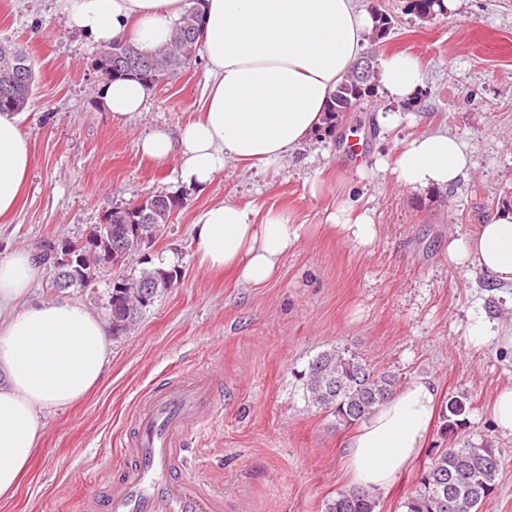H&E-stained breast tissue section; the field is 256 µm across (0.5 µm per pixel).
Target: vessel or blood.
Returning a JSON list of instances; mask_svg holds the SVG:
<instances>
[{"label": "vessel or blood", "instance_id": "b4317fda", "mask_svg": "<svg viewBox=\"0 0 512 512\" xmlns=\"http://www.w3.org/2000/svg\"><path fill=\"white\" fill-rule=\"evenodd\" d=\"M214 376L175 374L137 397L119 458L80 512H228L223 489L184 479L188 444L215 420Z\"/></svg>", "mask_w": 512, "mask_h": 512}]
</instances>
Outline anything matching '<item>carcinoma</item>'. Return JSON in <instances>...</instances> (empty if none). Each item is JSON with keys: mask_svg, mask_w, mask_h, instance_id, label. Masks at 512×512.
Returning <instances> with one entry per match:
<instances>
[{"mask_svg": "<svg viewBox=\"0 0 512 512\" xmlns=\"http://www.w3.org/2000/svg\"><path fill=\"white\" fill-rule=\"evenodd\" d=\"M408 11L423 19L444 12L442 0H409ZM373 38L382 40L394 28V18L386 10L376 9ZM203 15L200 0H189V6L175 23L171 39L158 49L145 53L132 40H117L105 46L114 55L130 58L131 65L124 75L110 71L101 73L104 83L131 77L152 87L166 84L189 70L197 61L200 49ZM35 70L28 50L8 39L0 40V113L22 112L31 102ZM378 88L377 73L368 66L363 83L356 72L348 74L339 84L326 107L325 128L333 131L339 115L349 111L354 103L372 97ZM152 207L143 208L133 202L108 213L111 230L101 228L81 242H68L78 258L72 287H83V280H94L104 271L111 241L119 238L131 241L140 235L152 240L165 228L172 216L185 206L182 193H160L149 196ZM178 282L175 270L143 267L136 277L127 278L129 287L112 289L109 306L112 333H125L148 308L138 298L137 288L155 286L152 298L172 288ZM307 406L333 417L338 430L348 428L370 415L394 391L397 379L378 373L358 358L344 351L327 350L316 355L307 366L295 374ZM467 408L456 397L448 400L442 413V431L452 434L466 423ZM502 467L501 455L487 441L456 442V446L439 448L430 457L415 491L404 502L406 512H479L481 504L495 492ZM375 493L368 490H348L326 504V512H377Z\"/></svg>", "mask_w": 512, "mask_h": 512, "instance_id": "carcinoma-1", "label": "carcinoma"}]
</instances>
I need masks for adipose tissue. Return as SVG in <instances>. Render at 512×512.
<instances>
[{"label": "adipose tissue", "mask_w": 512, "mask_h": 512, "mask_svg": "<svg viewBox=\"0 0 512 512\" xmlns=\"http://www.w3.org/2000/svg\"><path fill=\"white\" fill-rule=\"evenodd\" d=\"M186 0H56L68 29L98 45L133 36L141 50L166 42ZM201 52L208 83L199 118L179 133L163 127L140 140L146 157L179 160L182 183L206 187L227 161L279 170L323 124L332 92L365 51L374 17L356 0H204ZM378 82L388 98L412 100L424 83L419 61L405 54L378 59ZM151 95L136 80L102 86L113 118L142 112ZM30 148L15 114L0 113V218L10 216L25 189ZM466 145L434 130L400 151L395 172L407 191L449 188L472 168ZM360 247L377 226L369 210L340 208L328 216ZM192 250L211 271H233L247 285L272 280L298 237L283 213L258 214L232 201L199 211ZM449 260L476 270L495 286L512 287V214L500 212L468 237L448 240ZM36 254L18 250L0 260V310L18 312L0 323V502L12 499L44 432L43 411L74 404L101 382L112 355L106 322L67 298H32L41 277ZM438 409L435 384L418 377L403 385L344 443L349 484L390 488L424 447Z\"/></svg>", "instance_id": "obj_1"}]
</instances>
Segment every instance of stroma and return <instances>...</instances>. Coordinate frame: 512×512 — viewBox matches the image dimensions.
Instances as JSON below:
<instances>
[{
    "mask_svg": "<svg viewBox=\"0 0 512 512\" xmlns=\"http://www.w3.org/2000/svg\"><path fill=\"white\" fill-rule=\"evenodd\" d=\"M408 0H360L388 10L395 25L369 45L372 54L405 52L425 68L411 104L376 95L340 116L288 157L278 173L230 161L204 189L188 190L185 207L166 232L118 272L85 288L58 292L44 267L33 293L80 301L110 319L115 274L138 275L142 261L175 253L177 284L112 339L100 386L81 402L44 414L45 430L16 497L0 512H78L113 457L141 391L200 364L215 370L219 416L193 441L185 474L205 472L238 501L242 512H325L348 485L341 442L325 414L308 408L294 377L317 353L345 349L399 384L424 376L441 401L467 398L463 438L488 439L501 449L498 490L481 512H512V436L494 427L489 403L512 383V347L468 344L469 313L483 311L512 328V288L491 286L479 272L448 262L449 237L475 232L512 190V0H457L453 12L420 19ZM28 48L34 59L33 99L20 115L31 148L27 189L10 223H0V259L47 241L82 240L106 214L134 198L183 190L179 162L157 163L138 150L156 127L178 131L196 117L207 74L204 61L154 87L144 112L113 118L101 103L92 64L99 51L65 31L55 0H0V39ZM400 111L383 127L379 110ZM445 128L470 150L474 169L456 188L410 192L391 165L402 144ZM364 139L362 157L344 154ZM233 200L259 211L286 212L298 239L277 278L259 288L201 267L190 226L204 206ZM372 211L379 228L370 248L325 229L339 206ZM441 420L412 469L379 493L377 512H404L423 467L436 449L452 446Z\"/></svg>",
    "mask_w": 512,
    "mask_h": 512,
    "instance_id": "1",
    "label": "stroma"
}]
</instances>
